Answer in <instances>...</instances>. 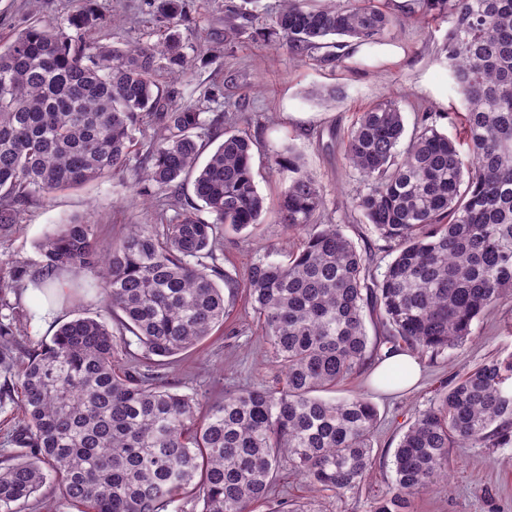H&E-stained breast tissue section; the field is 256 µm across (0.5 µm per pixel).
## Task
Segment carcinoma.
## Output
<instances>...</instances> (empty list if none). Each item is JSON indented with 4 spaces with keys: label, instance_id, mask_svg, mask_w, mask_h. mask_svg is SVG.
<instances>
[{
    "label": "carcinoma",
    "instance_id": "carcinoma-1",
    "mask_svg": "<svg viewBox=\"0 0 512 512\" xmlns=\"http://www.w3.org/2000/svg\"><path fill=\"white\" fill-rule=\"evenodd\" d=\"M391 2L282 0L269 26L252 32L339 65L405 22L448 21L440 54L463 111L425 110L408 135L399 103L383 99L340 142L363 184L351 207L395 253L379 277L341 225L318 223L326 194L291 151L270 154L286 173L273 223L305 232L297 250L286 262L257 259L242 285L205 262L224 228L254 231L268 208L253 177L252 135L219 131L236 117L208 122L198 106L159 96L157 71L182 73L193 62L181 31L186 0H150L165 24L154 44L92 38L110 23L94 0L65 25L36 19L0 44V236L34 195L125 176L137 146L145 153L133 185L178 209L166 224L129 225L104 250L86 219L39 242L33 286L74 306L83 288H96L115 324L79 314L27 354L18 450L0 458V512L48 482L80 512H185L188 502L254 512L285 458L320 491H355L373 474L377 408L360 394L320 393L338 391L380 353L366 312L388 342L438 353L461 346L475 319L512 296V0ZM240 18L225 6L226 35L246 28ZM444 118L459 138L437 129ZM241 287L282 368L276 385L203 406L116 367L128 332L149 357L194 347L224 324ZM12 336L0 322V373L17 363ZM510 442L511 355L465 371L415 414L393 453L394 481L370 512H406L410 498L445 488L450 449Z\"/></svg>",
    "mask_w": 512,
    "mask_h": 512
}]
</instances>
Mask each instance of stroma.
<instances>
[{
	"label": "stroma",
	"mask_w": 512,
	"mask_h": 512,
	"mask_svg": "<svg viewBox=\"0 0 512 512\" xmlns=\"http://www.w3.org/2000/svg\"><path fill=\"white\" fill-rule=\"evenodd\" d=\"M100 11L117 17L106 41L114 46L152 43L162 27L147 0H96ZM188 53L196 57L184 77L161 73L163 98H180L202 108L205 117L235 112L237 126L261 142L252 168L259 192L275 206L282 178L268 163L269 150H293L324 188L323 221L341 225L358 249H369L374 274H382L392 255L369 225L356 221L345 201L361 185L345 165L339 147L331 146L329 130L346 134L358 112L384 98L399 101L407 123L421 108L447 112L460 100L448 78L439 46L448 29L438 20L429 27L408 23L378 42L356 48L341 66L300 59L286 48L237 36L232 51L224 49V0H188ZM156 200H143L119 178L94 181L33 197L21 211V222L0 237V321L17 329V355L26 357L49 341L58 326L83 314L111 321L112 313L96 291L85 293L79 307L56 305L40 313L29 293V272L42 263L38 242L49 225L86 218L98 227L101 244L123 235L128 225L151 222ZM300 237L281 225L265 223L256 233L224 231L215 250L216 262L238 280L264 255L284 261ZM512 354V300L480 316L460 347L424 354L425 373L417 386L391 393L374 387L369 366H362L344 385V392L368 394L379 415L373 437L376 464L372 479L356 494H314L282 464L275 491L255 512H278L281 501L311 504L316 512H370L374 498L394 479L393 452L415 413L429 407L456 374L493 356ZM159 384L203 404L221 400L226 391L274 384L280 373L264 343L245 299H238L224 326L196 347L154 366ZM408 512H512V444L500 448L466 446L452 449L444 490L412 498Z\"/></svg>",
	"instance_id": "1"
}]
</instances>
